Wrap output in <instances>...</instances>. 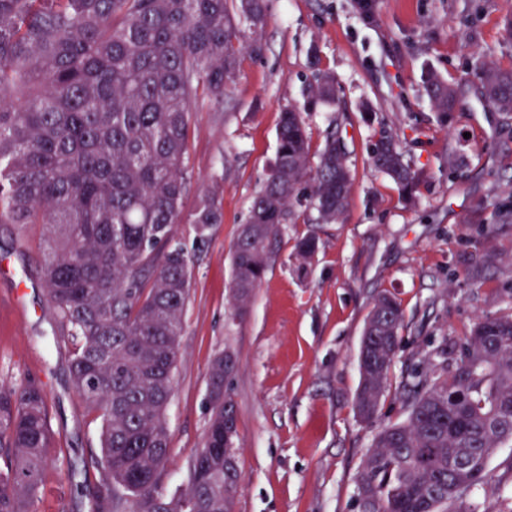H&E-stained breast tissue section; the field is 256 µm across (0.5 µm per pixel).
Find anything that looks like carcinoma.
Listing matches in <instances>:
<instances>
[{"label":"carcinoma","mask_w":512,"mask_h":512,"mask_svg":"<svg viewBox=\"0 0 512 512\" xmlns=\"http://www.w3.org/2000/svg\"><path fill=\"white\" fill-rule=\"evenodd\" d=\"M266 0H0V223L41 224L51 308L68 329L70 370L101 419L103 481L92 512H233L242 476L237 410L224 382L236 367L219 354L208 374L210 423L187 489L169 492L166 409L190 294L188 259L175 241L185 194L191 112L233 80L240 27L265 25ZM484 95L512 112V69L481 64ZM426 90L446 116L454 88L431 73ZM336 79L321 77L312 101L330 104ZM274 166L231 249V303L250 304L276 257L291 201L307 176L317 221L346 211V152L332 133L310 166L301 109L281 113ZM373 167L411 192L419 182L396 135L381 132ZM223 213L203 195L194 230L208 238ZM319 248L300 238L306 269ZM478 319L454 356L443 340L427 371L402 381L407 412L362 457L356 500L365 512H468L495 449L512 444V295ZM403 311L378 294L359 350L355 415L380 417L398 352ZM52 432L46 393L27 381L0 386V512H36Z\"/></svg>","instance_id":"obj_1"}]
</instances>
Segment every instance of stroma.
Listing matches in <instances>:
<instances>
[{
    "label": "stroma",
    "instance_id": "1",
    "mask_svg": "<svg viewBox=\"0 0 512 512\" xmlns=\"http://www.w3.org/2000/svg\"><path fill=\"white\" fill-rule=\"evenodd\" d=\"M512 0H267L255 38L264 50L240 57L223 101L202 97L192 113L185 195L176 234L189 260L191 290L181 355L167 411L171 462L166 490L184 489L210 420L208 368L231 351L227 388L238 410L237 466L243 483L234 512H359L362 456L380 425L404 421L398 398L408 362L426 364L441 339L462 344L477 317L512 293V115L480 93V64L512 68L503 38ZM452 84L456 105L436 112L427 72ZM336 100L308 107L323 73ZM303 110L309 153L329 131L347 152L352 192L341 219L320 224L304 186L279 252L248 310L231 306V247L253 197L275 162L280 114ZM397 135L421 175L413 194L375 170L381 129ZM220 203L223 221L199 240L198 198ZM315 234L320 248L299 271L295 243ZM489 251L497 262L472 284L468 269ZM44 233L38 224H0V383L36 380L45 389L55 462L43 474L37 512H91L101 474L100 420L71 383L67 331L44 286ZM404 313L400 344L379 423L356 419L359 348L375 295ZM512 447L496 449L490 478L470 494L473 512H500L512 500Z\"/></svg>",
    "mask_w": 512,
    "mask_h": 512
}]
</instances>
